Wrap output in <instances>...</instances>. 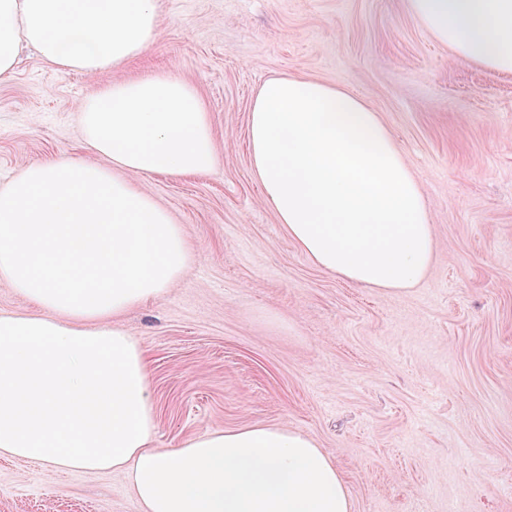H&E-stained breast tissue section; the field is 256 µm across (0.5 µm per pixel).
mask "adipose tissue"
I'll list each match as a JSON object with an SVG mask.
<instances>
[{"label":"adipose tissue","mask_w":512,"mask_h":512,"mask_svg":"<svg viewBox=\"0 0 512 512\" xmlns=\"http://www.w3.org/2000/svg\"><path fill=\"white\" fill-rule=\"evenodd\" d=\"M459 57L512 72V0H408ZM160 0H0V79L21 46L95 76L159 35ZM85 157L31 164L0 187V455L60 470H120L142 512H351L310 434L253 425L154 448L144 350L114 320L163 294L191 259L183 225L135 178L210 169L199 91L168 73L78 106ZM252 165L278 223L317 266L390 292L415 286L435 240L425 197L365 100L318 79L266 80L250 111Z\"/></svg>","instance_id":"adipose-tissue-1"}]
</instances>
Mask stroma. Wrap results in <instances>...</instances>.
<instances>
[{
	"instance_id": "1",
	"label": "stroma",
	"mask_w": 512,
	"mask_h": 512,
	"mask_svg": "<svg viewBox=\"0 0 512 512\" xmlns=\"http://www.w3.org/2000/svg\"><path fill=\"white\" fill-rule=\"evenodd\" d=\"M141 56L90 78L22 48L0 80V186L82 155L77 107L170 72L203 95L207 171L138 178L183 224L179 282L117 324L144 348L154 445L271 425L313 434L352 512H512V73L456 56L407 0H160ZM302 74L379 112L426 196L435 251L392 293L319 268L256 180L267 79ZM0 512H141L119 471L0 456Z\"/></svg>"
}]
</instances>
